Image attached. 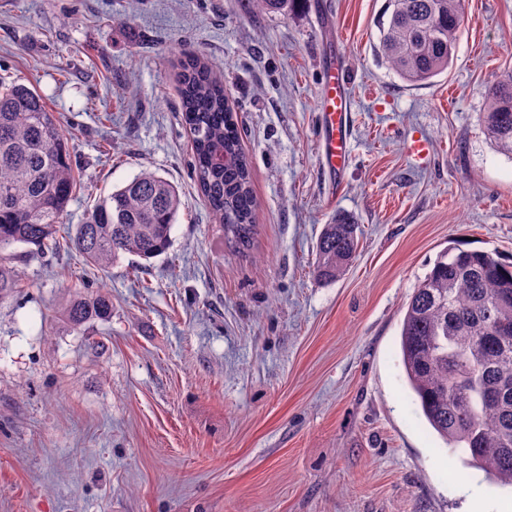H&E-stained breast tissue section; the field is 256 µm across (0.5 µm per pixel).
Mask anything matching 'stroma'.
<instances>
[{"mask_svg":"<svg viewBox=\"0 0 512 512\" xmlns=\"http://www.w3.org/2000/svg\"><path fill=\"white\" fill-rule=\"evenodd\" d=\"M386 0H0V77L36 88L67 137L80 223L151 170L181 206L167 254L82 268L9 249L0 304V512H512V489L426 423L399 348L404 305L459 244L512 263V158L486 138L488 88L512 69V0H464L452 64L403 82L378 51ZM223 78L257 201L231 248L193 176L179 63ZM349 74V159L317 153L324 62ZM426 151L412 155L409 144ZM360 252L314 273L336 213ZM112 293L84 330L73 288ZM20 279L16 270L6 260L2 254L0 256V301L8 299L14 295L17 288L20 287Z\"/></svg>","mask_w":512,"mask_h":512,"instance_id":"stroma-1","label":"stroma"}]
</instances>
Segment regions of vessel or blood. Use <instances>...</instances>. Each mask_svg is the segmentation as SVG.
<instances>
[{"mask_svg": "<svg viewBox=\"0 0 512 512\" xmlns=\"http://www.w3.org/2000/svg\"><path fill=\"white\" fill-rule=\"evenodd\" d=\"M319 98L322 157L330 171L342 170L347 158L346 90L348 82L344 69L335 64L324 66Z\"/></svg>", "mask_w": 512, "mask_h": 512, "instance_id": "vessel-or-blood-1", "label": "vessel or blood"}]
</instances>
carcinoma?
Segmentation results:
<instances>
[{
    "label": "carcinoma",
    "instance_id": "cac0c4a2",
    "mask_svg": "<svg viewBox=\"0 0 512 512\" xmlns=\"http://www.w3.org/2000/svg\"><path fill=\"white\" fill-rule=\"evenodd\" d=\"M260 11L286 13L292 0H250ZM462 23L461 0H387L379 51L403 81L421 85L445 72ZM182 124L192 137L193 174L225 239L238 250L255 233L256 198L236 112L224 81L188 59L179 73ZM481 121L488 140L512 158V70L486 96ZM77 189L67 140L35 90L0 81V252L16 244L40 251L75 249L86 266L111 267L123 254L146 262L165 254L181 205L176 186L145 170L87 212L59 237ZM358 224L337 214L316 246L317 276L342 277L358 249ZM20 287L0 256V301ZM112 313L104 289H77L63 314L78 330ZM512 265L491 251L450 247L405 304L401 361L414 401L429 426L503 487H512Z\"/></svg>",
    "mask_w": 512,
    "mask_h": 512
}]
</instances>
